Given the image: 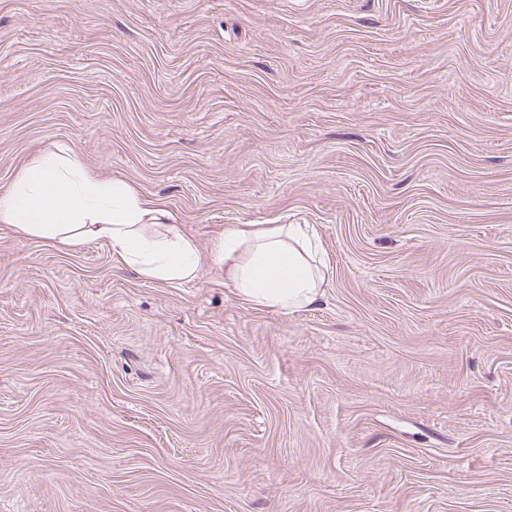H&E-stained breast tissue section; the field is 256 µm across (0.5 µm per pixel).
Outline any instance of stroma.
<instances>
[{
    "instance_id": "obj_1",
    "label": "stroma",
    "mask_w": 512,
    "mask_h": 512,
    "mask_svg": "<svg viewBox=\"0 0 512 512\" xmlns=\"http://www.w3.org/2000/svg\"><path fill=\"white\" fill-rule=\"evenodd\" d=\"M63 144L321 304L0 224V512H512V0H0V189Z\"/></svg>"
}]
</instances>
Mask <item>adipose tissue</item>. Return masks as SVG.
<instances>
[{"mask_svg": "<svg viewBox=\"0 0 512 512\" xmlns=\"http://www.w3.org/2000/svg\"><path fill=\"white\" fill-rule=\"evenodd\" d=\"M0 223L50 248L105 241L149 281L190 283L215 266L238 298L277 314L318 304L331 280L307 225L228 224L204 252L166 200L92 172L64 145L23 164L0 191Z\"/></svg>", "mask_w": 512, "mask_h": 512, "instance_id": "obj_1", "label": "adipose tissue"}]
</instances>
